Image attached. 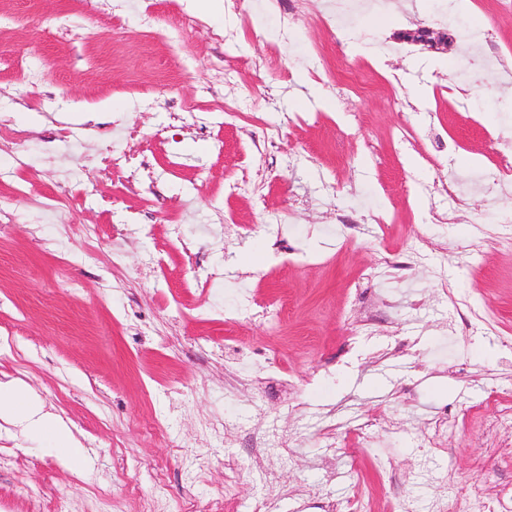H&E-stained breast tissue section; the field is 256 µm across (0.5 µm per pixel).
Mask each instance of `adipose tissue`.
<instances>
[{
  "label": "adipose tissue",
  "mask_w": 512,
  "mask_h": 512,
  "mask_svg": "<svg viewBox=\"0 0 512 512\" xmlns=\"http://www.w3.org/2000/svg\"><path fill=\"white\" fill-rule=\"evenodd\" d=\"M0 422L21 426L28 435L48 438L61 462L83 452L71 430L45 413L39 398L27 391L20 380H0Z\"/></svg>",
  "instance_id": "1"
}]
</instances>
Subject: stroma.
Returning <instances> with one entry per match:
<instances>
[{"instance_id":"stroma-1","label":"stroma","mask_w":512,"mask_h":512,"mask_svg":"<svg viewBox=\"0 0 512 512\" xmlns=\"http://www.w3.org/2000/svg\"><path fill=\"white\" fill-rule=\"evenodd\" d=\"M226 2L0 0V378L84 448L65 465L0 426V512H431L446 469L512 487L488 402L512 394V187L483 180L512 153V78L484 61L512 63V12ZM420 26L453 45L398 40ZM102 146L127 164L102 171ZM63 189L66 220L44 207Z\"/></svg>"}]
</instances>
